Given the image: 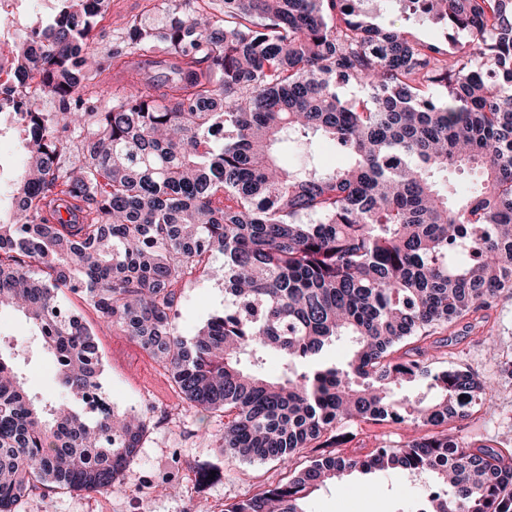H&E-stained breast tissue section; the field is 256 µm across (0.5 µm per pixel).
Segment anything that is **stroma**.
<instances>
[{"instance_id":"stroma-1","label":"stroma","mask_w":512,"mask_h":512,"mask_svg":"<svg viewBox=\"0 0 512 512\" xmlns=\"http://www.w3.org/2000/svg\"><path fill=\"white\" fill-rule=\"evenodd\" d=\"M24 160L23 133L20 127H9L0 135L1 200L10 197L14 174ZM178 292L176 325L184 338H192L213 313L224 308L223 283L202 273L182 280ZM59 299L63 308L80 313L92 328L102 358V388L114 408L139 412L148 429L121 487L92 494L41 487L22 499L17 512H223L225 504L287 481L290 468L308 465L306 450L295 454L288 468L275 461H245L221 451L223 411L199 414L178 396L165 365L139 343L124 336L80 295L65 291ZM490 317L496 330L497 359H490L477 337L460 336L438 354L434 366L469 368L485 382L496 404L495 419L465 424L461 437L512 445V376L501 370L502 362L512 360V296L502 295ZM348 429L352 439L346 451L358 456L379 444L401 445L421 434L420 429L388 423L358 422ZM201 461L221 468L222 477L199 484L195 466ZM351 480L358 486L354 495L328 485L310 496L309 512H413L417 505L419 487L404 473H356Z\"/></svg>"}]
</instances>
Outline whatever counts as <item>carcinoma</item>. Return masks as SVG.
<instances>
[{"mask_svg":"<svg viewBox=\"0 0 512 512\" xmlns=\"http://www.w3.org/2000/svg\"><path fill=\"white\" fill-rule=\"evenodd\" d=\"M223 2L216 15L155 0L162 25L135 19L101 51L112 0H58L52 24L9 47L56 106L20 110L0 309L22 313L59 360L65 400L30 396L19 338L3 347L0 512L40 485L110 490L148 428L133 410L87 409L102 361L82 317L59 306L64 290L163 361L197 411L228 413L224 451L314 453L224 512H308L328 483L354 493L347 476L388 471L429 483L416 512H512V447L450 433L495 413L483 382L432 367L460 330L495 352L488 311L512 293V0H408L409 17L454 32L451 53L372 23L369 0ZM145 59L166 69L149 91ZM110 69L122 94L83 97ZM353 83L368 99L342 98ZM322 138L345 165L288 164L289 144ZM450 169L477 187L441 183ZM195 271L224 281V310L187 341L174 312ZM344 337L348 357L324 360ZM268 354L282 362L275 379L259 371ZM358 421L441 432L346 455Z\"/></svg>","mask_w":512,"mask_h":512,"instance_id":"cac0c4a2","label":"carcinoma"}]
</instances>
